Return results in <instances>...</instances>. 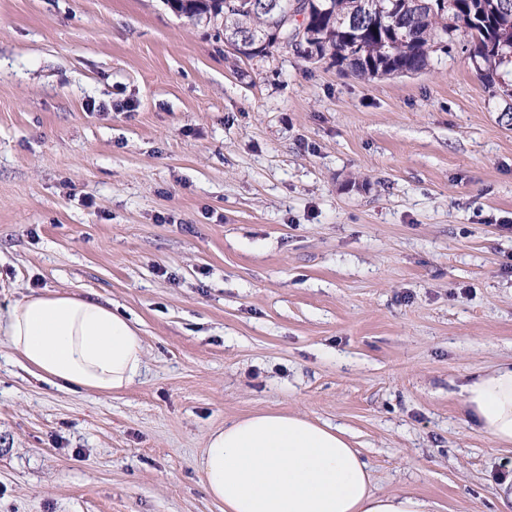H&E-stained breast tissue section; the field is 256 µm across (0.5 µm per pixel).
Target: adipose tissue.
I'll return each instance as SVG.
<instances>
[{"mask_svg":"<svg viewBox=\"0 0 512 512\" xmlns=\"http://www.w3.org/2000/svg\"><path fill=\"white\" fill-rule=\"evenodd\" d=\"M0 335L35 374L69 390L117 393L145 368L138 329L110 302L32 296L0 310ZM463 413L512 460V360L471 374ZM199 468L224 512H428L405 493H376L371 468L346 431L303 414H255L206 438Z\"/></svg>","mask_w":512,"mask_h":512,"instance_id":"1","label":"adipose tissue"}]
</instances>
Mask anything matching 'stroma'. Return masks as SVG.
<instances>
[{"instance_id": "1", "label": "stroma", "mask_w": 512, "mask_h": 512, "mask_svg": "<svg viewBox=\"0 0 512 512\" xmlns=\"http://www.w3.org/2000/svg\"><path fill=\"white\" fill-rule=\"evenodd\" d=\"M470 46L362 79L166 0H0V309L96 295L147 363L62 391L0 335V512H221L205 437L256 413L344 427L379 492L493 512L461 387L512 358V99Z\"/></svg>"}]
</instances>
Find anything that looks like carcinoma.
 Wrapping results in <instances>:
<instances>
[{"mask_svg":"<svg viewBox=\"0 0 512 512\" xmlns=\"http://www.w3.org/2000/svg\"><path fill=\"white\" fill-rule=\"evenodd\" d=\"M167 2L191 20L221 19L230 40L259 39L263 55L290 47L271 37L276 15L250 8L251 0ZM305 2L309 37L294 52L308 60L329 56L360 78L424 70L458 32L471 37L470 58L489 87H496L498 70L512 64V0H446L442 12L427 7L433 0H377L373 17L361 23L360 0Z\"/></svg>","mask_w":512,"mask_h":512,"instance_id":"cac0c4a2","label":"carcinoma"}]
</instances>
